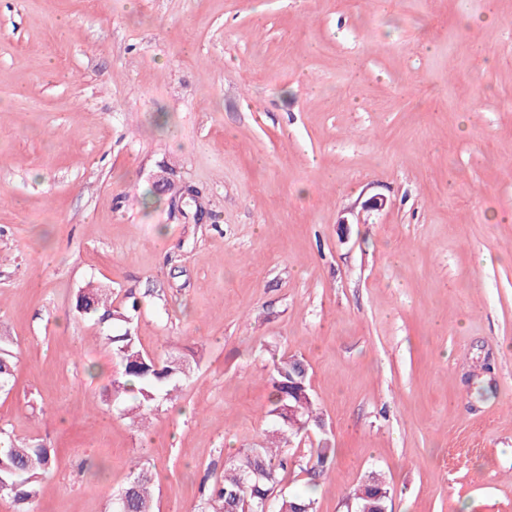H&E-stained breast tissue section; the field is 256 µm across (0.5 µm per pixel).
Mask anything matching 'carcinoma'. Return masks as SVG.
<instances>
[{"mask_svg": "<svg viewBox=\"0 0 512 512\" xmlns=\"http://www.w3.org/2000/svg\"><path fill=\"white\" fill-rule=\"evenodd\" d=\"M137 303L120 308L112 305V291L89 287L79 290L75 312L102 327L114 323L123 332L105 336L112 344L114 355L121 365V377L113 382V401L119 402L127 393L134 394L139 403L150 405L158 397L178 392L192 379L188 360L170 355L158 359L145 351L137 332ZM302 359L283 356L274 362L269 374L271 388L269 415L275 428L269 432V445L246 448L224 463L223 477L212 485L201 486V512H261L262 501L273 494L275 512H317L316 499L308 495L282 493L281 473L290 461V439L304 431V425L322 424L313 396L305 386L308 376L299 373ZM15 365L9 351L0 349V384L11 386ZM336 449L326 441L313 449V470L324 469L335 457ZM54 454L43 444L0 440V497L7 496L19 505V512H34L41 499L46 479L52 470ZM382 476L372 474L359 484L353 500L361 512H376V499ZM112 512H155V497L151 471L136 464L128 483L112 498Z\"/></svg>", "mask_w": 512, "mask_h": 512, "instance_id": "cac0c4a2", "label": "carcinoma"}]
</instances>
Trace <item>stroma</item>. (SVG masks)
<instances>
[{"instance_id": "35a3bbf8", "label": "stroma", "mask_w": 512, "mask_h": 512, "mask_svg": "<svg viewBox=\"0 0 512 512\" xmlns=\"http://www.w3.org/2000/svg\"><path fill=\"white\" fill-rule=\"evenodd\" d=\"M89 283L195 362L143 422ZM1 347L38 512H111L135 459L195 512L283 355L324 420L283 493L347 512L377 471L387 512H512V0H0Z\"/></svg>"}]
</instances>
